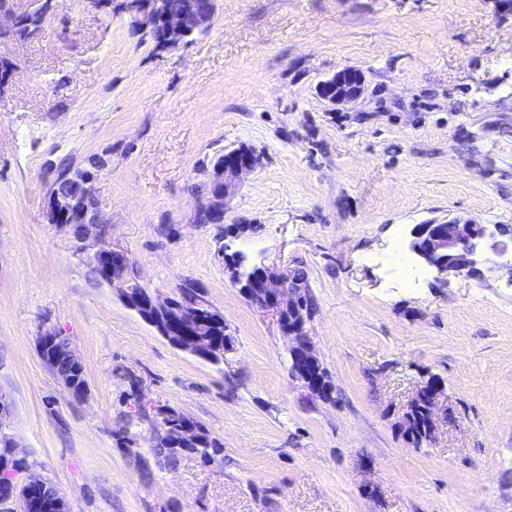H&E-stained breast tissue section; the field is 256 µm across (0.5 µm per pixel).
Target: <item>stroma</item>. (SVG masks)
<instances>
[{
  "label": "stroma",
  "instance_id": "obj_1",
  "mask_svg": "<svg viewBox=\"0 0 512 512\" xmlns=\"http://www.w3.org/2000/svg\"><path fill=\"white\" fill-rule=\"evenodd\" d=\"M211 28L158 47L122 11L59 0L38 36L0 41V390L29 472L70 512H512V279L406 286L413 225H512V15L496 0H215ZM361 69L332 106L321 81ZM263 155L220 224L212 165ZM96 176L106 238L142 285L203 286L232 347L222 367L173 347L94 279L46 218L61 164ZM302 269L330 399L289 372L288 340L241 293L220 246ZM67 336L69 393L37 338ZM448 412L401 430L428 380ZM196 421L211 457L159 456L153 406ZM365 77L360 69L346 67L323 80L317 88L319 98L330 105L355 102L364 92Z\"/></svg>",
  "mask_w": 512,
  "mask_h": 512
}]
</instances>
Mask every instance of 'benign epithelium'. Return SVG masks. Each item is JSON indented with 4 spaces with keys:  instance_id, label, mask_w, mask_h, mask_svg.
I'll use <instances>...</instances> for the list:
<instances>
[{
    "instance_id": "7a95c632",
    "label": "benign epithelium",
    "mask_w": 512,
    "mask_h": 512,
    "mask_svg": "<svg viewBox=\"0 0 512 512\" xmlns=\"http://www.w3.org/2000/svg\"><path fill=\"white\" fill-rule=\"evenodd\" d=\"M31 7L21 13L14 11L10 0H0V39L11 40L26 16L47 20L53 0H30ZM121 9L132 22L142 28H152L157 42L166 48H177L184 44V37L194 30L207 31L214 18V0H205L189 15H174L167 12L165 0H122ZM365 77L361 70L346 67L336 71L322 81L317 88L319 98L330 105L352 103L363 95ZM262 165V155L248 145H238L224 151V164L213 169L207 202L201 207L212 224L224 223V211L228 201L235 195L241 178ZM94 169L87 170L84 182L78 186L65 184L59 176L50 183L46 199L49 223L72 234L78 250L87 259L103 265L107 272L114 267L132 265L127 252L103 243V224L100 212L92 215L72 214L65 217L66 209L73 208L74 198L95 191ZM410 250L420 262L428 266L441 284L450 278H481L487 264L505 268L512 283V238H505L499 225L479 224L472 219L454 218L430 224H416L410 231ZM256 271L241 288L246 297L258 295L263 300L260 310L275 316L282 335L289 340V356L294 370L303 376L315 390L323 389L320 371L323 366L308 336L307 324L311 312L302 297L311 293L310 285L303 275L288 269L274 272L262 263H252ZM106 283L119 290L122 302L135 311L145 322L156 329L174 347L196 355L210 356L215 346H207L199 338L201 327L208 322L211 304L206 295L183 299H160L141 284L125 279L108 277ZM56 332L45 329L39 336V352L43 361L55 368ZM443 389L435 381L421 387L411 401L408 412H420L424 425L429 428L441 409ZM11 402L7 393L0 390V443L6 445L0 455V476L12 471V462L19 457L18 444L9 433L8 422ZM161 433L157 438L172 437L177 441H191L197 429L185 424L181 427L172 421L164 407L156 409ZM46 481L36 474H28L24 481L8 477L0 482V512H30L31 507L43 506L53 512H69L68 504L58 490L47 494L42 490Z\"/></svg>"
}]
</instances>
